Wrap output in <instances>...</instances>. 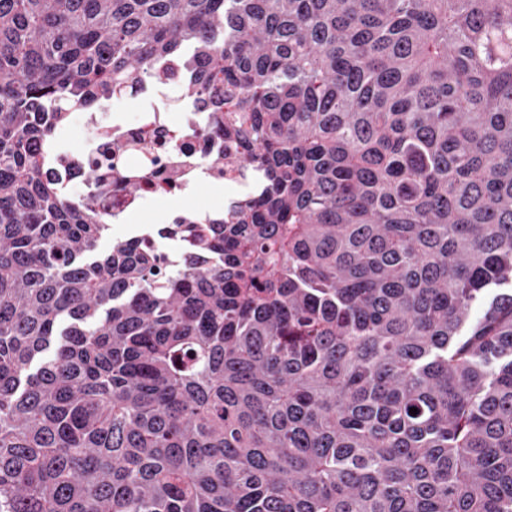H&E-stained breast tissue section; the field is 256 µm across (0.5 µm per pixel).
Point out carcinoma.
<instances>
[{"label":"carcinoma","mask_w":512,"mask_h":512,"mask_svg":"<svg viewBox=\"0 0 512 512\" xmlns=\"http://www.w3.org/2000/svg\"><path fill=\"white\" fill-rule=\"evenodd\" d=\"M173 63L254 190L159 274L36 145ZM0 512H512V0H0Z\"/></svg>","instance_id":"obj_1"}]
</instances>
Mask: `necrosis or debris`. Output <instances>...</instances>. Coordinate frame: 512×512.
<instances>
[{"mask_svg":"<svg viewBox=\"0 0 512 512\" xmlns=\"http://www.w3.org/2000/svg\"><path fill=\"white\" fill-rule=\"evenodd\" d=\"M182 84L176 72L164 83L146 84L134 95V111H126L121 100L106 103L78 116L85 132L80 140L38 146L39 152L50 157L49 172L60 180L70 197L79 198L94 189L90 170L101 158L103 142L115 138L126 143L118 165L122 170L142 174L141 188L135 195L121 193L105 200L103 212L116 220L113 237L134 239L163 257L191 254V240L154 233L149 224L127 223V216L141 213L154 200L188 196L202 183L224 186V204L228 207L252 191L250 180L238 165L234 141L225 140L223 152H215L199 134L198 112L186 107L172 113L173 103L182 99Z\"/></svg>","mask_w":512,"mask_h":512,"instance_id":"obj_1","label":"necrosis or debris"}]
</instances>
